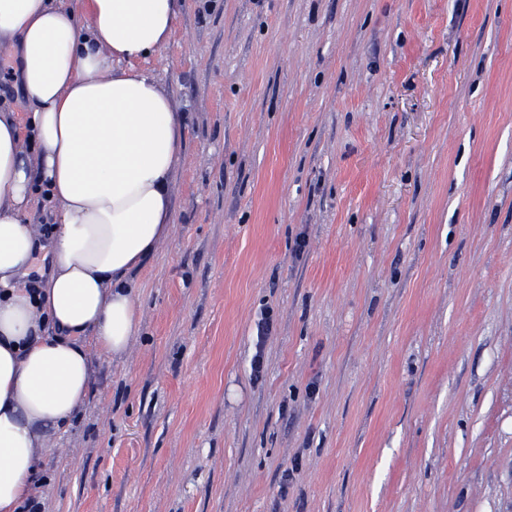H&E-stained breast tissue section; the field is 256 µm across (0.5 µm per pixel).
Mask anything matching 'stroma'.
Masks as SVG:
<instances>
[{"mask_svg":"<svg viewBox=\"0 0 512 512\" xmlns=\"http://www.w3.org/2000/svg\"><path fill=\"white\" fill-rule=\"evenodd\" d=\"M139 66L174 229L41 512H512V0H180Z\"/></svg>","mask_w":512,"mask_h":512,"instance_id":"obj_1","label":"stroma"}]
</instances>
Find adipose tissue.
<instances>
[{"label":"adipose tissue","instance_id":"1","mask_svg":"<svg viewBox=\"0 0 512 512\" xmlns=\"http://www.w3.org/2000/svg\"><path fill=\"white\" fill-rule=\"evenodd\" d=\"M178 20L179 0H0V48L19 54L30 124L0 113V512H21L90 393L86 338L119 359L139 331L128 277L171 235L183 115L135 63ZM42 191L47 237L30 214ZM40 253L50 267L33 293Z\"/></svg>","mask_w":512,"mask_h":512}]
</instances>
